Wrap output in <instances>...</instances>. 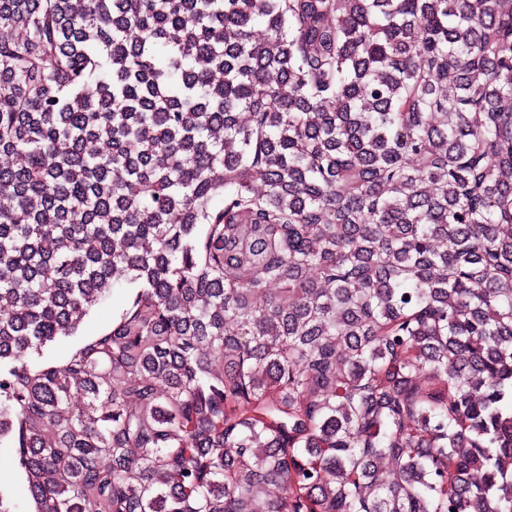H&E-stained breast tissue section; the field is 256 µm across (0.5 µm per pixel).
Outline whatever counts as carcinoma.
Masks as SVG:
<instances>
[{"instance_id":"carcinoma-1","label":"carcinoma","mask_w":512,"mask_h":512,"mask_svg":"<svg viewBox=\"0 0 512 512\" xmlns=\"http://www.w3.org/2000/svg\"><path fill=\"white\" fill-rule=\"evenodd\" d=\"M0 155L31 512H512V0H0ZM139 286L129 283L125 277L119 276L117 282L91 308L81 324L77 336H61L43 350V355H32L30 363L37 365L44 362L55 364L66 363L72 355L91 341L95 336L108 332L112 328V318H115L132 301Z\"/></svg>"}]
</instances>
